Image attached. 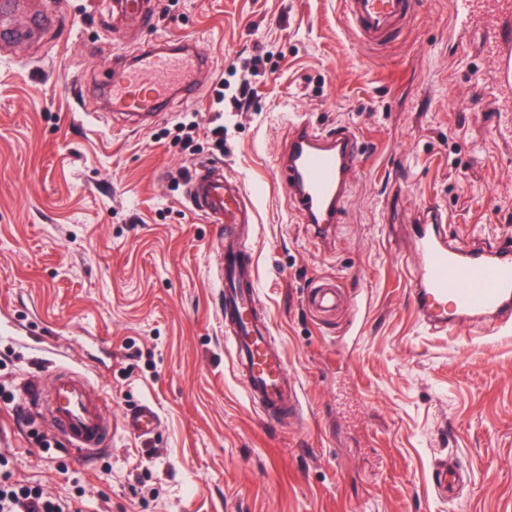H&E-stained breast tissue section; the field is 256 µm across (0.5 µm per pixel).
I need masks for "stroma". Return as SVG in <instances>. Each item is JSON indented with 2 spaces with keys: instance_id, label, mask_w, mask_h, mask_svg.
I'll return each instance as SVG.
<instances>
[{
  "instance_id": "obj_1",
  "label": "stroma",
  "mask_w": 512,
  "mask_h": 512,
  "mask_svg": "<svg viewBox=\"0 0 512 512\" xmlns=\"http://www.w3.org/2000/svg\"><path fill=\"white\" fill-rule=\"evenodd\" d=\"M53 29L0 43V476L80 512H512V326H426L411 290L412 224L445 211L448 241L512 242V112L480 45L448 39V0H416L382 46L342 0H151L152 25L114 34L108 0H22ZM187 38L212 59L193 99L141 122L105 84L139 49ZM249 80L245 112L211 108ZM224 125V149L177 122ZM344 129L360 161L340 224L294 211L278 158L292 122ZM201 162L254 195L242 237L302 417L268 424L225 345L223 231L188 198ZM340 291L336 310L315 289ZM108 399L109 450L43 445L22 392L55 370ZM153 403L148 438L124 416ZM468 475L455 498L433 472Z\"/></svg>"
}]
</instances>
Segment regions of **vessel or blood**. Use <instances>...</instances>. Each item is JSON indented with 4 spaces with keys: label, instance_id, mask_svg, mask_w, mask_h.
<instances>
[{
    "label": "vessel or blood",
    "instance_id": "1",
    "mask_svg": "<svg viewBox=\"0 0 512 512\" xmlns=\"http://www.w3.org/2000/svg\"><path fill=\"white\" fill-rule=\"evenodd\" d=\"M343 5L350 26L374 45L402 29L414 13L413 0H343ZM112 14L143 25L152 20L145 0H112ZM484 19L494 22L483 41L497 68L492 89H511L512 0H450L448 27L453 33L469 35ZM208 63L205 53L183 39L143 49L129 71L111 78L113 112L135 120L156 116L161 100L169 98L174 87L192 91V76ZM359 155L348 131L328 135L304 120L293 124L280 170L289 199L305 223L323 231L339 223ZM188 196L209 223L224 228V334L234 374L265 420L293 418L301 409L298 392L288 376L282 345L271 340L252 251L236 231L237 225L255 219L250 195L243 181L223 165L205 163L194 168ZM446 222V214L431 206L413 227L417 276L412 298L421 320L446 327L512 318V246L456 250L443 232ZM23 400L52 423L72 455L88 458L109 447L112 421L105 397L85 376L56 370L49 389H27ZM123 423L133 435L147 437L158 427L159 415L144 404L125 415Z\"/></svg>",
    "mask_w": 512,
    "mask_h": 512
}]
</instances>
